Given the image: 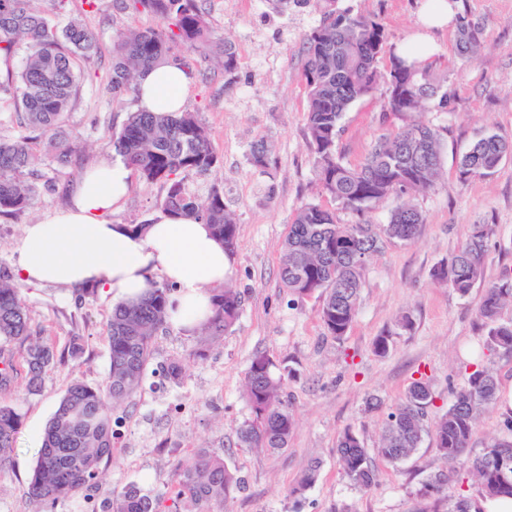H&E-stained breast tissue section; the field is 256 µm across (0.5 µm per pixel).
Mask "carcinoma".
Returning a JSON list of instances; mask_svg holds the SVG:
<instances>
[{
    "label": "carcinoma",
    "mask_w": 512,
    "mask_h": 512,
    "mask_svg": "<svg viewBox=\"0 0 512 512\" xmlns=\"http://www.w3.org/2000/svg\"><path fill=\"white\" fill-rule=\"evenodd\" d=\"M32 0H0V111L8 108L17 117L18 133L0 136V216H16L32 202V179L48 159L64 168L74 145L67 132V116L80 89V63L98 51L94 33L77 18L61 28L50 25ZM337 0H316L321 24L304 36L302 76L307 92V128L317 157L316 176L322 189L343 209L361 216L380 199L411 195L433 186L441 165L438 133L426 122L401 127L376 142L358 166L343 162L337 151L341 120L355 101L384 85L383 102L389 112L423 111L437 97L441 85L423 61L392 56L389 70L381 73L379 60L388 41L384 25L374 17L340 12ZM120 9L147 12L159 19L155 29L118 35L112 44V69L102 88L118 105L135 97L136 75L162 59L189 67L187 57L173 52L181 45L189 53H206L211 44L209 26L197 0H120ZM480 34L479 23L459 18L456 45L459 55L470 59ZM24 63L15 70L17 54ZM112 151L148 182H162L167 192L160 201L164 211L195 215L212 226L214 234L233 250L237 223L224 204V192L214 188L200 197L185 191L177 175L185 171L208 174L220 159L213 149L197 112H131L118 132L112 133ZM512 157V139L489 134L476 141L458 162L463 181L486 177L503 160ZM424 223L422 213L410 202L400 205L389 223L339 224L335 214L304 203L296 209L282 243L279 279L285 290L298 297L319 294V316L328 335L340 340L356 317L365 268L385 242L413 241ZM493 224H474L466 242L434 269L436 281L462 297L482 280ZM172 286L156 284L134 303H119L108 324L109 371L103 384L92 387L80 380L70 385L40 437L30 495L54 503L88 490L99 473V464L112 457L119 410L140 389L152 359L155 336L165 329ZM512 306V279L487 288L478 314L488 326L483 346L512 355V321H500L501 311ZM242 310L239 292L224 288L214 292L212 315L200 326L201 335L222 336ZM0 389H9L20 377L29 389L38 388L42 374L60 362L54 346L31 324L20 288L13 276L0 269ZM266 354L251 358L245 372L244 395L252 418L235 431L242 448L278 453L288 448L295 417L283 400L285 377ZM501 399L497 373L478 366L453 392L447 411L433 423L426 421L432 392L427 382L416 380L404 400L387 414L380 443L368 448L356 432L343 431L336 442L345 475L360 489L379 481L374 458L396 465L413 456L424 436L432 437L442 457L452 465L468 466V475L491 496L512 497L511 435L498 438L488 450L467 456L468 444L481 416ZM21 415L10 405H0V468L9 462ZM320 469L312 462L290 488L300 500L314 485ZM178 495L189 499L195 512H213L243 486L224 454L208 448L177 463ZM109 512H159V502L135 485L112 492Z\"/></svg>",
    "instance_id": "carcinoma-1"
}]
</instances>
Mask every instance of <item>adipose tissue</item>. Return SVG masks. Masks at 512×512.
<instances>
[{
    "label": "adipose tissue",
    "instance_id": "adipose-tissue-1",
    "mask_svg": "<svg viewBox=\"0 0 512 512\" xmlns=\"http://www.w3.org/2000/svg\"><path fill=\"white\" fill-rule=\"evenodd\" d=\"M190 75L164 60L138 79L139 105L151 112H179ZM132 170L121 161L86 169L70 206L25 225L13 253L17 280L27 285L94 287L131 302L152 283L174 285L170 319L194 330L211 314V292L222 287L228 270L223 242L209 225L191 216L158 212L145 231L113 223L131 188Z\"/></svg>",
    "mask_w": 512,
    "mask_h": 512
}]
</instances>
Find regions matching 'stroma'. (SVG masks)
<instances>
[{"instance_id":"stroma-1","label":"stroma","mask_w":512,"mask_h":512,"mask_svg":"<svg viewBox=\"0 0 512 512\" xmlns=\"http://www.w3.org/2000/svg\"><path fill=\"white\" fill-rule=\"evenodd\" d=\"M199 4L213 36L231 43L236 65L228 73L215 60L199 56L191 66L185 108L200 114L221 165L207 175L183 173L181 179L186 191L198 196L222 188L236 217L237 246L226 285L242 296L240 318L231 331L210 340L202 359L195 355L196 333L173 323L159 332L143 384L121 412L122 435L111 459L100 465L97 489L39 506L29 494L38 438L72 379L91 386L105 380L107 324L116 301L95 289L80 299L72 288L22 286L34 328L65 359L45 373L37 390H28L21 379L0 391V403L21 416L10 461L0 468V512H102L113 489L129 483L157 498L163 512H193L187 500L178 498L173 473L178 461L201 448L224 452L227 464L245 479L221 512H448L450 500H477L481 490L463 469L442 492L424 491L426 479L445 467L431 439L399 464L378 462L379 482L369 490L356 488L344 474L336 440L349 428L363 435L367 447H376L387 414L418 379L432 388L430 418L441 416L452 389L474 369L473 351L487 332L477 313L483 288L512 271V159L491 176L465 181L457 165L488 133L512 138V0H459L460 14L481 25L479 56L471 62L458 55L455 30L425 32L419 18L424 0H338L340 9L376 17L385 26L388 44L380 71H387L392 56L431 43L428 63L448 96L446 105L428 103L423 115L441 144L439 178L411 198L424 222L413 241L387 243L368 261L358 314L340 340L325 333L317 296L288 295L279 281L281 243L295 210L313 203L333 210L341 224H385L403 198L389 195L360 217L338 207L316 180L302 79V38L322 20L314 0L285 10L274 0ZM72 14L99 43L98 54L84 64L82 87L69 115L79 149L71 172L44 165L29 209L0 217L2 266H12V245L25 224L67 206L79 174L113 160L109 140L138 108L134 99L113 105L98 83L112 66L113 39L128 30L157 27L158 19L121 10L115 0H98L91 13L76 5ZM405 123L402 116L384 111L382 93L359 99L341 123L338 149L344 162L361 164L381 137ZM260 141L269 150L264 171L250 162L251 149ZM132 181L123 208L112 216L114 223L150 220L166 194L163 183L137 174ZM476 224L495 225L496 233L488 244L482 285L462 297L433 281L431 273L465 243ZM405 312L412 318L407 330L397 325ZM75 336L84 350L71 357L67 349ZM380 336L390 344L383 357L374 351ZM258 352L285 361L296 372L283 392L296 426L288 448L278 454L236 445V428L252 416L243 384ZM174 359L185 367L177 384L160 373ZM372 398L378 401L373 409L367 406ZM314 460L321 463L317 482L302 499L289 498V487Z\"/></svg>"}]
</instances>
